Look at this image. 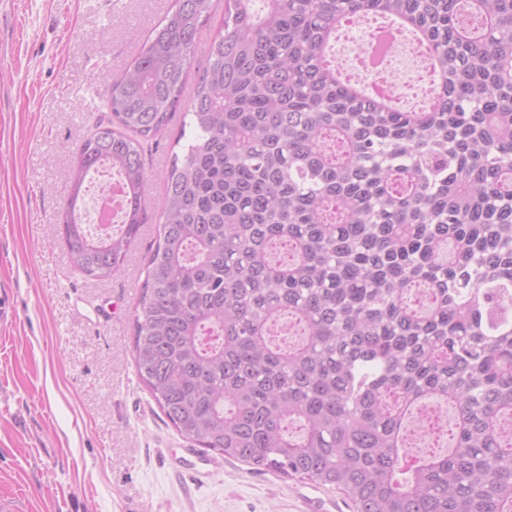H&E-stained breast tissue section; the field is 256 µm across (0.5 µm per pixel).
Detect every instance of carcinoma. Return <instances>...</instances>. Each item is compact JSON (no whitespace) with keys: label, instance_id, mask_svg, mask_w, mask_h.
I'll return each mask as SVG.
<instances>
[{"label":"carcinoma","instance_id":"cac0c4a2","mask_svg":"<svg viewBox=\"0 0 512 512\" xmlns=\"http://www.w3.org/2000/svg\"><path fill=\"white\" fill-rule=\"evenodd\" d=\"M211 0L174 5L64 173L60 240L94 280L147 218L143 143L180 106ZM224 0L164 175L132 312L139 377L177 432L353 512H512V0ZM409 27L434 95L402 109L331 63L346 17ZM100 168L120 232L80 218ZM438 399L452 448L414 455Z\"/></svg>","mask_w":512,"mask_h":512}]
</instances>
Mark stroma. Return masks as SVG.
Segmentation results:
<instances>
[{"instance_id":"stroma-1","label":"stroma","mask_w":512,"mask_h":512,"mask_svg":"<svg viewBox=\"0 0 512 512\" xmlns=\"http://www.w3.org/2000/svg\"><path fill=\"white\" fill-rule=\"evenodd\" d=\"M172 0H0V499L16 512H351L341 491L254 472L215 452L212 478L141 382L131 314L224 0L194 47L182 104L144 160L148 220L121 272L85 278L58 241L62 172L109 88Z\"/></svg>"}]
</instances>
